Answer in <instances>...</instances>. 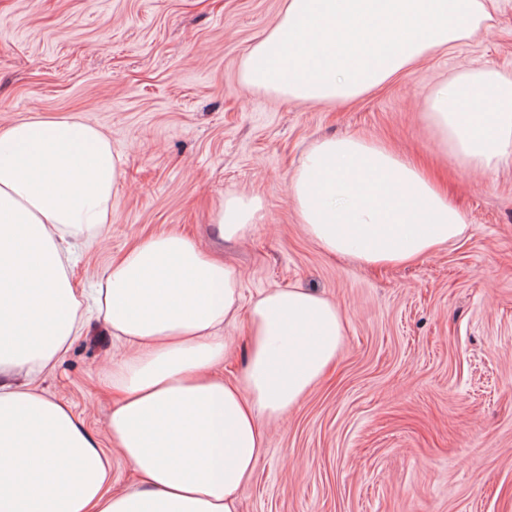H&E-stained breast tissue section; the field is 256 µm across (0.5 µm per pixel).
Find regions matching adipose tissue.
Returning <instances> with one entry per match:
<instances>
[{
	"label": "adipose tissue",
	"instance_id": "adipose-tissue-1",
	"mask_svg": "<svg viewBox=\"0 0 512 512\" xmlns=\"http://www.w3.org/2000/svg\"><path fill=\"white\" fill-rule=\"evenodd\" d=\"M484 0H285L279 22L241 64L243 83L318 104L353 101L469 38ZM441 151L477 170L512 160V77L458 75L426 101ZM122 157L96 127L35 119L0 130V512H238L267 439L333 365L339 307L298 287L243 299L239 272L179 233L130 249L91 288L69 270L112 217ZM308 237L371 268L433 254L467 219L436 178L384 142L312 144L286 183ZM259 198L228 194L215 222L242 239ZM96 311L126 354L107 374L118 394L101 448L72 408L30 387L82 336ZM244 322L247 362L213 377ZM120 455L139 484L110 488Z\"/></svg>",
	"mask_w": 512,
	"mask_h": 512
}]
</instances>
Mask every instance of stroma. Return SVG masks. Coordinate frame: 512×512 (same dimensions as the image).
<instances>
[{"instance_id": "35a3bbf8", "label": "stroma", "mask_w": 512, "mask_h": 512, "mask_svg": "<svg viewBox=\"0 0 512 512\" xmlns=\"http://www.w3.org/2000/svg\"><path fill=\"white\" fill-rule=\"evenodd\" d=\"M283 0H0V130L65 117L99 127L123 160L112 220L71 268L77 289L113 258L178 232L240 272L244 297L299 286L345 316L335 367L266 426L240 512H512V162L493 172L445 157L425 101L460 71L512 72V0L487 29L345 104L247 88L249 49ZM389 142L426 163L467 217L462 238L374 270L324 253L286 193L323 136ZM263 200L245 240L212 221L225 194ZM92 321L33 385L72 406L109 448L108 358Z\"/></svg>"}]
</instances>
